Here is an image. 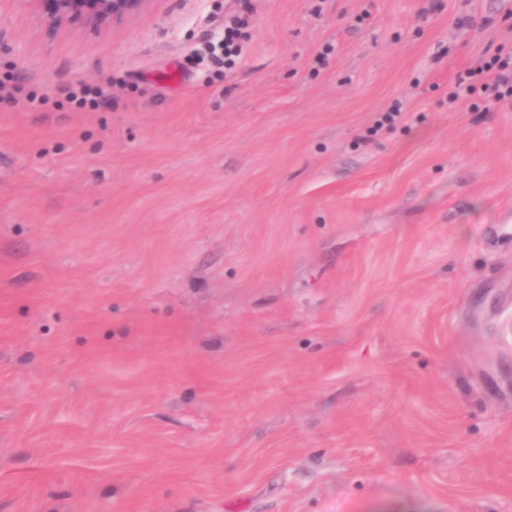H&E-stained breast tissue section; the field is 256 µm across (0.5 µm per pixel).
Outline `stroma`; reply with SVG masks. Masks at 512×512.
<instances>
[{
	"label": "stroma",
	"mask_w": 512,
	"mask_h": 512,
	"mask_svg": "<svg viewBox=\"0 0 512 512\" xmlns=\"http://www.w3.org/2000/svg\"><path fill=\"white\" fill-rule=\"evenodd\" d=\"M251 7L0 0V512H512V0ZM43 13L54 35L61 23L77 20L96 30L122 24L145 10L152 0H25ZM479 96L481 100L512 103V43L510 50L505 44L476 69L458 74L453 88L448 92V103Z\"/></svg>",
	"instance_id": "1"
}]
</instances>
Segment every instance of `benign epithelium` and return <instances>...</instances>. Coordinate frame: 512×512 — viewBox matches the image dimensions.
I'll list each match as a JSON object with an SVG mask.
<instances>
[{
	"label": "benign epithelium",
	"instance_id": "7a95c632",
	"mask_svg": "<svg viewBox=\"0 0 512 512\" xmlns=\"http://www.w3.org/2000/svg\"><path fill=\"white\" fill-rule=\"evenodd\" d=\"M43 13L54 34L63 22L77 20L96 30L109 29L145 10L152 0H25Z\"/></svg>",
	"mask_w": 512,
	"mask_h": 512
}]
</instances>
